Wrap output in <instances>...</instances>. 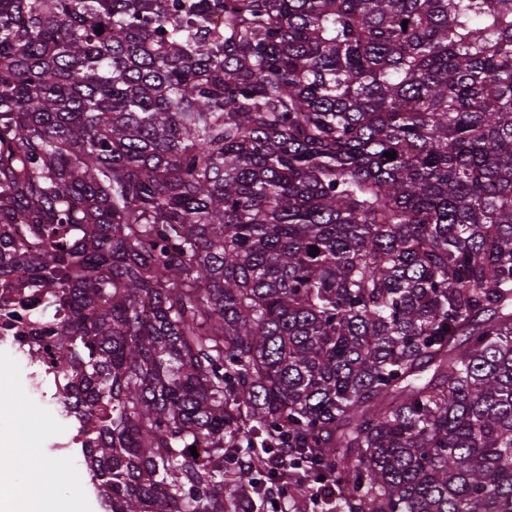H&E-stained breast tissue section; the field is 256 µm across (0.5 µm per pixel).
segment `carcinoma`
<instances>
[{"mask_svg":"<svg viewBox=\"0 0 512 512\" xmlns=\"http://www.w3.org/2000/svg\"><path fill=\"white\" fill-rule=\"evenodd\" d=\"M0 313L104 512H512V0H0ZM278 504V507H275ZM261 512H312L313 510L320 511L321 508H315L308 500H294L289 499L288 495L282 494L280 490L273 494L270 498L266 499L261 506Z\"/></svg>","mask_w":512,"mask_h":512,"instance_id":"cac0c4a2","label":"carcinoma"}]
</instances>
